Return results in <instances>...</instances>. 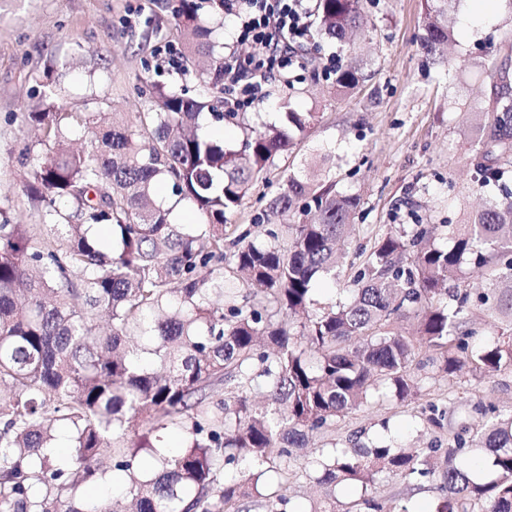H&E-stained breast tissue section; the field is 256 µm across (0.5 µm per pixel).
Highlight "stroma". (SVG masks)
<instances>
[{
  "mask_svg": "<svg viewBox=\"0 0 512 512\" xmlns=\"http://www.w3.org/2000/svg\"><path fill=\"white\" fill-rule=\"evenodd\" d=\"M175 5L176 0H0V220L43 221L42 207L26 191L29 168L23 158L35 141L26 113L55 105L72 112H118L131 121L150 111L153 81L223 99L220 89L204 88L190 63L173 68L161 55L165 45H184ZM361 7L368 25L360 37L345 46L327 39L304 43L305 68L270 79L263 101L248 108L246 119L257 126L278 123L287 107L318 118L228 217L246 227L267 216L269 200L294 174L335 180L337 191L356 196L341 273L316 283L322 303L344 298L357 254L379 235L435 224V242L445 248L451 244L445 225L462 223L484 199L502 194L497 186L477 187L469 156L472 106L492 81L482 64L492 59L512 69V54L501 44L512 31V0H492L486 16L470 0H453L457 43L436 62L421 46L426 0H362ZM336 54L357 63L366 76L345 97L332 94L333 81L324 74L327 58ZM463 57L472 59L471 67L458 68ZM431 357L423 351L413 364L417 396L401 400L390 393L338 418L335 427L310 439L300 457L309 458L326 443L349 448L379 438L410 448H444L460 424L484 428L477 402L512 413V372L450 378L433 367ZM434 405L446 413L439 427L425 422ZM282 493L305 507L334 503L336 512H348L361 496L353 487L317 484L303 465ZM371 493L393 512L411 502L435 506L440 496L436 481L414 484L396 476L381 477Z\"/></svg>",
  "mask_w": 512,
  "mask_h": 512,
  "instance_id": "obj_1",
  "label": "stroma"
}]
</instances>
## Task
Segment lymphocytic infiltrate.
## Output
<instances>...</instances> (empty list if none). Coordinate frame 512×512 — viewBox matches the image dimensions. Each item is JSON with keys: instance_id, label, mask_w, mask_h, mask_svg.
Listing matches in <instances>:
<instances>
[{"instance_id": "lymphocytic-infiltrate-1", "label": "lymphocytic infiltrate", "mask_w": 512, "mask_h": 512, "mask_svg": "<svg viewBox=\"0 0 512 512\" xmlns=\"http://www.w3.org/2000/svg\"><path fill=\"white\" fill-rule=\"evenodd\" d=\"M224 12L233 17L239 39L254 47L251 58H224V107L236 112L253 104L269 79L293 66L292 48L308 38L311 13L305 0H224Z\"/></svg>"}]
</instances>
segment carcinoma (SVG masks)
<instances>
[{"instance_id": "cac0c4a2", "label": "carcinoma", "mask_w": 512, "mask_h": 512, "mask_svg": "<svg viewBox=\"0 0 512 512\" xmlns=\"http://www.w3.org/2000/svg\"><path fill=\"white\" fill-rule=\"evenodd\" d=\"M222 14L224 0H180L176 14L199 79L214 87L224 84L214 26ZM316 25L346 43L367 19L360 0H317ZM456 36L453 18L427 14V54ZM489 68L498 81L488 107L474 112L482 187L512 173L509 71ZM361 80L348 64L335 93ZM151 102L134 124L104 112L25 116L43 148L27 190L46 223L0 222V512H243L249 498L266 512H335L293 507L275 490L309 436L368 405L381 385L402 400L416 395L411 365L423 347L450 376L512 371V191L447 225L449 249L435 245V224L376 238L348 298L319 307L316 279L343 266L336 243L358 200L333 182L291 175L268 209L316 218L288 225L283 238L258 222L236 237L233 284L261 289L240 305L224 283L227 215L316 113L289 107L276 125L244 128L236 150L201 132V118L222 127L241 113L159 82ZM100 127L90 148L68 144L71 133ZM162 182L197 223L169 220L171 209L156 202ZM467 267L489 276L476 304L445 288ZM408 316L414 336L393 328ZM491 320L508 333L470 344ZM170 430L182 438L175 454L160 451ZM469 432L458 427L442 452L386 441L319 448L307 468L318 484L364 492L382 474L436 478L435 509L401 512H512V413L468 440ZM468 443L489 451L491 480L471 476ZM115 480L123 491L110 503L86 491Z\"/></svg>"}]
</instances>
